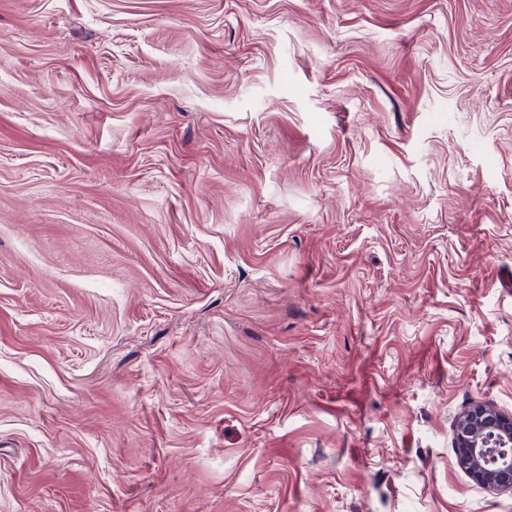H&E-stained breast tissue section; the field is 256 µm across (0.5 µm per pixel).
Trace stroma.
<instances>
[{
	"mask_svg": "<svg viewBox=\"0 0 512 512\" xmlns=\"http://www.w3.org/2000/svg\"><path fill=\"white\" fill-rule=\"evenodd\" d=\"M512 0H0V512H512ZM456 453L458 463L476 482L511 492L512 413L484 403L470 406L456 425Z\"/></svg>",
	"mask_w": 512,
	"mask_h": 512,
	"instance_id": "1",
	"label": "stroma"
}]
</instances>
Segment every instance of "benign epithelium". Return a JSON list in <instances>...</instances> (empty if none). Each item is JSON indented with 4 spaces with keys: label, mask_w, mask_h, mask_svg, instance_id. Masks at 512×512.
Instances as JSON below:
<instances>
[{
    "label": "benign epithelium",
    "mask_w": 512,
    "mask_h": 512,
    "mask_svg": "<svg viewBox=\"0 0 512 512\" xmlns=\"http://www.w3.org/2000/svg\"><path fill=\"white\" fill-rule=\"evenodd\" d=\"M458 463L482 486L512 491V413L477 403L456 425Z\"/></svg>",
    "instance_id": "obj_1"
}]
</instances>
